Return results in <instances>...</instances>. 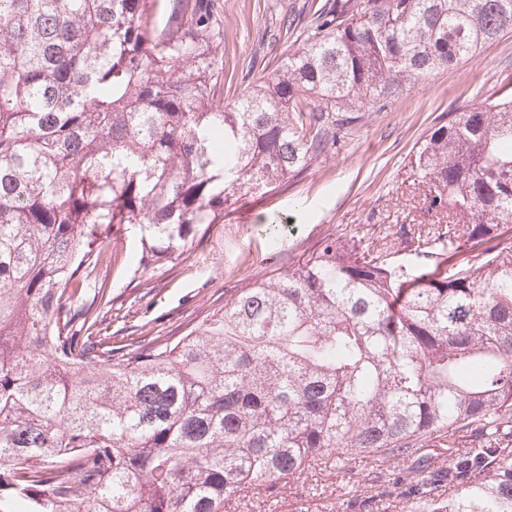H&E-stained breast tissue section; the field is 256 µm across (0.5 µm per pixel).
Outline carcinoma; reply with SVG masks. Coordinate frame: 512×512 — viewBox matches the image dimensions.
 Listing matches in <instances>:
<instances>
[{
	"instance_id": "obj_1",
	"label": "carcinoma",
	"mask_w": 512,
	"mask_h": 512,
	"mask_svg": "<svg viewBox=\"0 0 512 512\" xmlns=\"http://www.w3.org/2000/svg\"><path fill=\"white\" fill-rule=\"evenodd\" d=\"M284 31L226 105L219 0H0V512H224L440 436L454 456L409 477L414 512H512L509 95L414 154L436 222L328 237L171 342L102 335L123 226L146 268L180 250L512 33V0H309Z\"/></svg>"
}]
</instances>
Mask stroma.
<instances>
[{"label": "stroma", "instance_id": "obj_1", "mask_svg": "<svg viewBox=\"0 0 512 512\" xmlns=\"http://www.w3.org/2000/svg\"><path fill=\"white\" fill-rule=\"evenodd\" d=\"M224 6V100L232 102L263 65L288 50L275 33L281 18L304 0H221ZM512 91V33L487 44L476 57L441 69L367 113L333 154L315 160L288 188L246 198L226 209L220 224L203 225L183 250L140 270L141 233L129 228L103 251L112 309L105 325L113 341L167 340L191 331L224 306L232 289L271 268L288 269L327 235L345 238L398 231L419 217V190L411 156L449 113L480 96ZM407 465L359 456L345 469L309 471L304 482L271 501L251 499L230 512H410Z\"/></svg>", "mask_w": 512, "mask_h": 512}]
</instances>
